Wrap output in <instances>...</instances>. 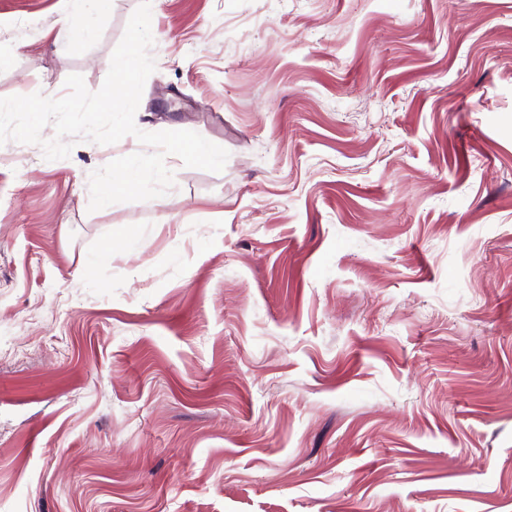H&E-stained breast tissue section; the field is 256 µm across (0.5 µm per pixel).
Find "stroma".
Returning <instances> with one entry per match:
<instances>
[{"label":"stroma","instance_id":"stroma-1","mask_svg":"<svg viewBox=\"0 0 512 512\" xmlns=\"http://www.w3.org/2000/svg\"><path fill=\"white\" fill-rule=\"evenodd\" d=\"M65 0H0V97L98 90ZM135 122L0 144V512H512V0H156Z\"/></svg>","mask_w":512,"mask_h":512}]
</instances>
